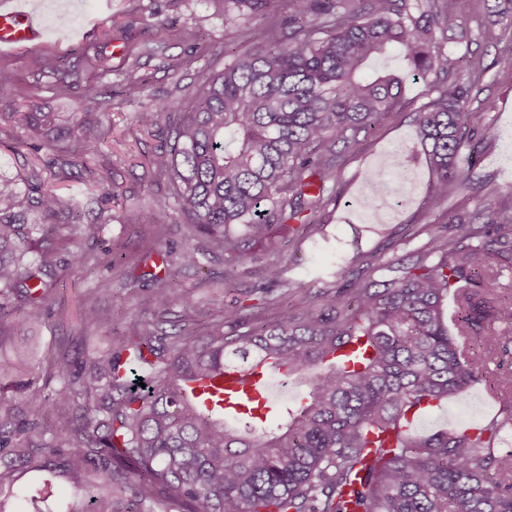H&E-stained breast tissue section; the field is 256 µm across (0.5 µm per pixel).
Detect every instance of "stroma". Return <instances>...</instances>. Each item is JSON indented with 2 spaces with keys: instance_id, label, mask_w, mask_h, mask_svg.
Instances as JSON below:
<instances>
[{
  "instance_id": "35a3bbf8",
  "label": "stroma",
  "mask_w": 512,
  "mask_h": 512,
  "mask_svg": "<svg viewBox=\"0 0 512 512\" xmlns=\"http://www.w3.org/2000/svg\"><path fill=\"white\" fill-rule=\"evenodd\" d=\"M451 9L460 11L466 20L465 30L449 32V42H457L463 31H476L478 26H493L499 35L494 43L476 45L481 69L474 75L481 96L495 98L491 112H473L469 122L478 127L481 139L476 154V175L452 193L449 202L466 214L481 211L488 204L512 205V160L505 155L512 139V13L502 12L496 0H452ZM46 29L40 44L0 52V66L12 69L27 81L29 62L34 57L72 58L75 49L86 44L102 45L111 57L113 68H120L126 53L127 39L161 40V25L168 17L200 28L212 48L227 42H241L242 24L224 18L212 0H181L178 8H169L167 0H45L40 12ZM167 55L184 62L179 72L163 69L161 58L152 59L145 67L148 82L131 96H116L111 102L94 107L79 93L56 92L51 78L28 85L24 96L11 103L0 102V113L14 112L23 105L34 104L45 112L96 111L108 132V138L97 158L98 163L113 165L117 182L138 190L146 204L165 197L169 190L166 175L144 167L145 153L157 150L156 138H139L134 125L135 113L151 109L157 99L172 100L170 112L160 115L158 127L169 130L180 118L185 102L181 87L194 85L200 72L214 63L211 52L195 54L177 42H168ZM429 100L428 84L420 80L406 88V102L397 108L369 135L361 137L353 148L340 151V164L335 182L328 189L336 200L323 236L295 242L280 239L270 248L250 251L238 269L237 288L249 290L266 283L268 270L275 266L288 269L291 278L304 281L310 288H319L322 281L333 279L340 264H347L353 275H365L362 256L373 263L405 256L429 242L423 227L437 223L440 212L428 208L430 173L423 156L414 153V110ZM409 152L407 163L416 174L412 189L401 202L393 204L384 219L360 195L367 172L387 167L395 148ZM145 206L114 207L115 222L106 226L105 241L131 259H143V271L165 275L168 267L162 262L168 241H182L179 226H172L168 236L157 235L148 224ZM57 247L82 252L85 262L68 268H57L58 291L49 304L52 315L34 326L43 347H67L70 360L85 361L94 350L105 348L112 329L111 318L135 317L155 324L157 314L151 282L127 285L113 278L107 257L100 245L84 241L72 233L70 225L60 229ZM180 288L190 293L199 307L209 313L230 305L232 295L224 291V260L211 258L201 269H180L176 272ZM100 308L106 321L96 331H84L82 311L87 304ZM458 424H487L502 411L488 394L485 381L470 383L450 395Z\"/></svg>"
}]
</instances>
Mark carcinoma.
Listing matches in <instances>:
<instances>
[{"label":"carcinoma","mask_w":512,"mask_h":512,"mask_svg":"<svg viewBox=\"0 0 512 512\" xmlns=\"http://www.w3.org/2000/svg\"><path fill=\"white\" fill-rule=\"evenodd\" d=\"M224 16L244 20L251 44L240 55L224 45V67L202 74L186 112L170 128L173 143L154 152L149 168L168 175L171 195L150 204L159 233L179 222L189 243L166 254L180 268L224 256V283L251 247L288 234L302 240L324 223L336 180L337 144L394 112L407 81L429 82L431 99L416 109L417 144L433 178L434 202L464 183L475 167L478 130L467 105L471 39L448 50V30L464 25L448 0H219ZM166 38L197 50L202 33L171 18ZM396 50L404 70L371 74V60ZM157 48L127 47L119 72L123 90L148 81L142 58ZM99 77L80 84L65 59L32 62L59 92L88 100L112 94L111 58L88 44ZM21 93L0 67V97ZM166 100L137 113L138 131L153 134ZM23 135L15 149L32 157L14 176L0 172V337L47 317L57 277L47 259L62 224L97 240L112 220L109 204L135 195L114 169L91 167L106 133L92 112H8ZM80 165L96 191L83 204L49 187ZM485 222L473 226L474 221ZM459 235L431 231V247L372 268L380 277L336 280L293 296L305 283L269 272L278 289H261L266 321L242 314V301L205 323L189 295L170 278L152 275L158 314L176 299L184 314L173 332L148 330L135 318L109 338L91 365L72 366L58 349L46 368L57 386L43 395L39 368L22 343L0 355V512L16 496L23 468L61 473L79 502L71 512H512V459L495 454L505 423L404 431L408 416L488 373L505 350L497 326L512 323V213L488 206L482 216L448 207ZM107 267L133 284L124 254L105 249ZM453 295L448 332L443 301ZM256 361L307 388L281 408L240 393L245 412L227 417L223 390L211 380L224 364ZM142 383H137V378ZM493 390L512 407V378L494 373ZM210 400L211 411L200 403Z\"/></svg>","instance_id":"obj_1"}]
</instances>
